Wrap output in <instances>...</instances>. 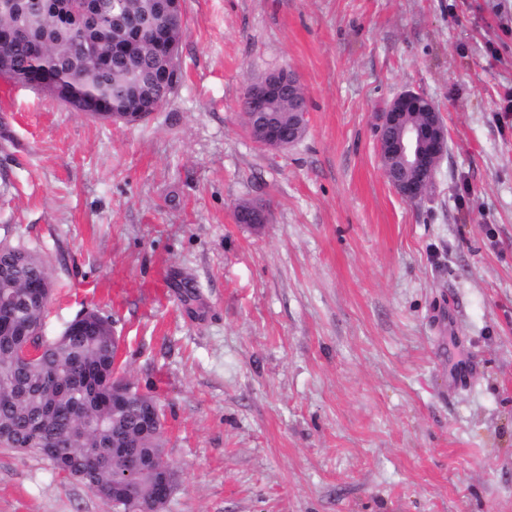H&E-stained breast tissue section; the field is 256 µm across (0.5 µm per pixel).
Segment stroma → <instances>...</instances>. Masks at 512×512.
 <instances>
[{"instance_id":"stroma-1","label":"stroma","mask_w":512,"mask_h":512,"mask_svg":"<svg viewBox=\"0 0 512 512\" xmlns=\"http://www.w3.org/2000/svg\"><path fill=\"white\" fill-rule=\"evenodd\" d=\"M182 8L181 79L138 124L0 80V239L47 262L46 336L111 318L166 417L162 512H512V0ZM282 67L309 103L286 150L240 106ZM406 89L448 130L415 203L374 134ZM0 512L121 510L0 448Z\"/></svg>"}]
</instances>
